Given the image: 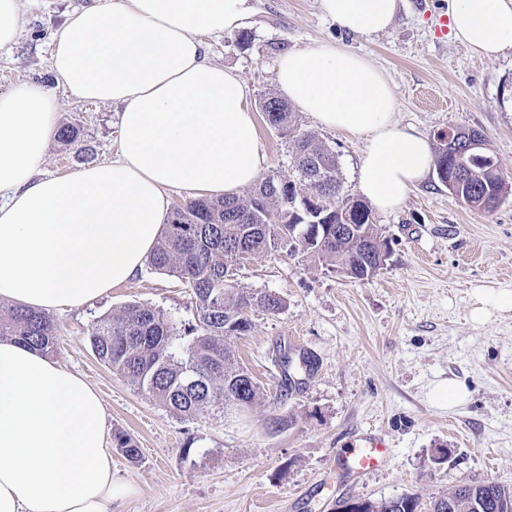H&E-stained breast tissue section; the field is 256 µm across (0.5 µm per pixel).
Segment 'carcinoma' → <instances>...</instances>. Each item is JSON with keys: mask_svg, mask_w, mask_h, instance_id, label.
<instances>
[{"mask_svg": "<svg viewBox=\"0 0 512 512\" xmlns=\"http://www.w3.org/2000/svg\"><path fill=\"white\" fill-rule=\"evenodd\" d=\"M267 124H275L295 150L294 172L279 180L265 178L246 194L218 199H195L171 212L149 255L151 268L180 280L191 291L197 311L194 324L179 332L160 311L138 303L98 321L91 345L96 356L127 378L141 392L176 415L194 418L212 406L242 401L251 407L260 387L242 366L229 340L251 329L249 311L271 315L284 307L283 299L268 292H251L227 284L224 277L236 266L241 252L255 256L280 244L302 251L326 268L343 265L349 278H369L368 268L379 271L375 260L381 238L366 204L341 194L336 152L300 129L295 113L278 97L266 93L259 101ZM492 153L474 160V169L456 182V194L476 211H490L512 192ZM442 183L455 178L454 167L442 151L436 152ZM283 181L285 194L265 189ZM330 186L336 210L319 202ZM349 214L358 233H336V224ZM236 326L228 335L225 329ZM21 343L49 355L56 346V328L43 312L0 306V340ZM116 447L136 461L141 449L128 434L114 436ZM419 495L368 500L366 512H422ZM429 512H512V487L495 480L463 482L430 502Z\"/></svg>", "mask_w": 512, "mask_h": 512, "instance_id": "obj_1", "label": "carcinoma"}]
</instances>
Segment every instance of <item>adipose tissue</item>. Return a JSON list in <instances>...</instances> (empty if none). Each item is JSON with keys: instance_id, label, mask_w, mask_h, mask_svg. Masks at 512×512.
Segmentation results:
<instances>
[{"instance_id": "1", "label": "adipose tissue", "mask_w": 512, "mask_h": 512, "mask_svg": "<svg viewBox=\"0 0 512 512\" xmlns=\"http://www.w3.org/2000/svg\"><path fill=\"white\" fill-rule=\"evenodd\" d=\"M361 35L385 32L399 0H320ZM250 0H96L56 31L58 86L122 105L112 161L69 177L40 174L56 137L52 93L0 94V302L77 309L137 275L155 246L169 192L234 196L266 165L247 94L206 58L198 32L244 27ZM454 39L496 58L512 51V0H448ZM279 92L321 125L366 137L358 190L391 211L429 176L428 139L399 126L389 80L346 46L326 42L278 58ZM97 393L48 355L0 340V512H112L125 490Z\"/></svg>"}]
</instances>
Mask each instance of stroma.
Masks as SVG:
<instances>
[{
  "label": "stroma",
  "instance_id": "obj_1",
  "mask_svg": "<svg viewBox=\"0 0 512 512\" xmlns=\"http://www.w3.org/2000/svg\"><path fill=\"white\" fill-rule=\"evenodd\" d=\"M89 2L20 0L24 27L0 49V92L42 84L57 101L60 124L80 131L75 145L51 143L44 175L69 176L117 153L120 106L81 101L51 72L55 32ZM251 4L241 31L199 35L210 61L237 74L251 108L276 92L280 54L337 42L388 76L399 126H414L433 144L451 127L478 130L512 177V53L478 57L441 34L437 19L448 0H400L391 27L370 36L327 19L320 0ZM296 117L302 130L336 151L342 192L359 198L364 136L325 128L306 112ZM255 121L264 176L288 175V140L258 112ZM372 220L392 247L372 278L341 276L287 245L237 265L241 287L285 303L275 315L252 311L251 330L233 341L260 387L244 414L212 407L178 418L91 349L99 318L130 303L159 310L180 327L194 323L195 305L177 278L146 265L84 308L51 312L52 360L97 392L107 434H130L142 452L135 462L112 452V477L129 489L113 512H333L342 497L413 492L427 503L463 481L512 486V311L482 323L471 316L478 293L512 285V194L494 210L476 212L433 174L398 209L373 212ZM303 352L317 357V369L286 383L278 356ZM451 380L462 382L468 396L448 407L435 390ZM366 433L384 434L392 460L352 484L339 477L337 462L353 436Z\"/></svg>",
  "mask_w": 512,
  "mask_h": 512
}]
</instances>
